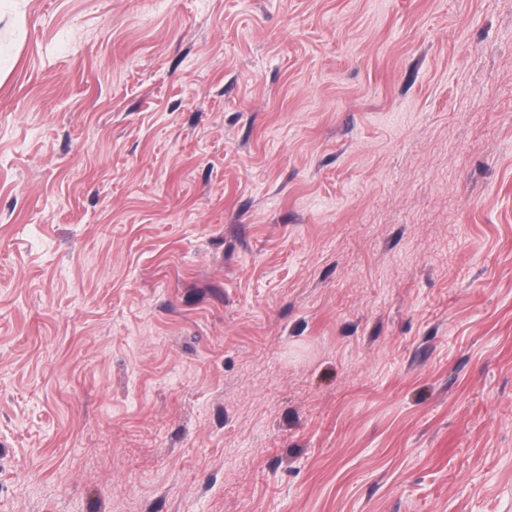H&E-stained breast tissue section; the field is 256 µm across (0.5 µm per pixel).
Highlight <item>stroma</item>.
<instances>
[{
  "mask_svg": "<svg viewBox=\"0 0 512 512\" xmlns=\"http://www.w3.org/2000/svg\"><path fill=\"white\" fill-rule=\"evenodd\" d=\"M0 512H512V0H0Z\"/></svg>",
  "mask_w": 512,
  "mask_h": 512,
  "instance_id": "1",
  "label": "stroma"
}]
</instances>
